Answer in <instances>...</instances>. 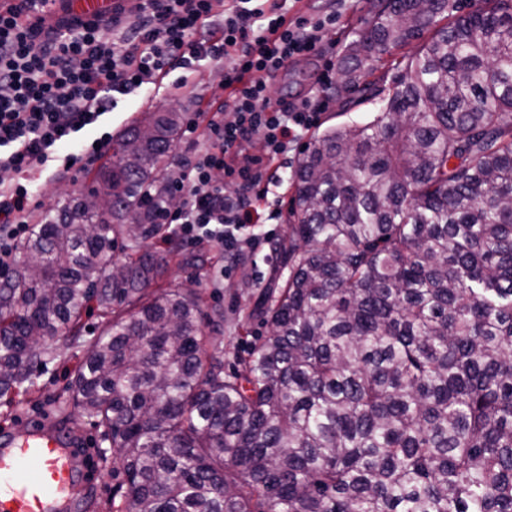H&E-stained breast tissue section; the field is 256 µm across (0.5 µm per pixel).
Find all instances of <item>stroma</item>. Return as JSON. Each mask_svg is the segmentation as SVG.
Listing matches in <instances>:
<instances>
[{
    "label": "stroma",
    "mask_w": 512,
    "mask_h": 512,
    "mask_svg": "<svg viewBox=\"0 0 512 512\" xmlns=\"http://www.w3.org/2000/svg\"><path fill=\"white\" fill-rule=\"evenodd\" d=\"M370 0H346L336 18V29L328 33L325 51L308 58H300L289 64L286 75L271 83L273 98L289 100L318 97L326 106L320 115L319 128H327L340 122L339 106L332 95L330 85L319 82L318 77L325 63H339L346 44L351 41L366 16ZM187 89L172 93V79H164L160 89L136 91L116 98V104L107 116V128L113 135H120L135 120L148 112L176 110L185 119H195L198 100H223L225 91L209 64H202L198 72L188 78ZM311 136L310 131H299L286 154L275 159L270 168L276 171L283 185L271 189L268 196L259 200L263 224H253L243 232L244 237H257L256 249L245 252L244 259L230 262L220 245L213 241L192 243L179 239L182 261H170L165 279L178 285L189 279L198 280L203 289L207 316L203 321L206 330L224 344V366L232 368L238 355L243 354L266 328L259 320L244 321L251 298L269 287L272 277L287 279V269L278 268L275 247L287 226L288 210L293 197V175L303 146ZM97 172L96 166L85 169L72 168L61 175L47 172L34 174L32 185L35 198L40 201L41 212H49L65 199L84 195ZM220 309L224 321L213 324L211 309ZM84 330L79 339H59L48 343L30 377L26 393L12 402H0V434L16 430L19 417L40 411L48 424L69 434L90 433L95 438L92 448L102 469L93 489L82 491L78 497L76 512H112V488L118 482L113 476L112 443L94 419L82 414L73 405L69 382L79 368L87 348L103 332L104 322L97 313L84 316Z\"/></svg>",
    "instance_id": "obj_1"
}]
</instances>
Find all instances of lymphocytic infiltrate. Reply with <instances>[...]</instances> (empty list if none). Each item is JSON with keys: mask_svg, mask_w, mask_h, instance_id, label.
<instances>
[{"mask_svg": "<svg viewBox=\"0 0 512 512\" xmlns=\"http://www.w3.org/2000/svg\"><path fill=\"white\" fill-rule=\"evenodd\" d=\"M288 0H117L96 24L63 19L32 25L40 0L0 11V272L16 260L38 204L31 176L61 164H92L112 141L102 130L113 94L157 84L202 59L221 68L224 102H206L207 146L189 143L166 193L176 207L150 206L149 219L195 242L207 238L236 254L253 223L256 190L275 182L269 160L287 152L295 129L314 126L321 104L272 103L270 83L288 62L316 50L335 12L289 17ZM100 129L91 143L80 132ZM260 138L265 157L244 154ZM68 154H60L61 146Z\"/></svg>", "mask_w": 512, "mask_h": 512, "instance_id": "1", "label": "lymphocytic infiltrate"}]
</instances>
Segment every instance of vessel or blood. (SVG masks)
Returning <instances> with one entry per match:
<instances>
[{
    "label": "vessel or blood",
    "mask_w": 512,
    "mask_h": 512,
    "mask_svg": "<svg viewBox=\"0 0 512 512\" xmlns=\"http://www.w3.org/2000/svg\"><path fill=\"white\" fill-rule=\"evenodd\" d=\"M115 0H72L73 16L91 23L111 15ZM95 466L69 435L25 419L19 435L0 437V512H73L77 485L91 486Z\"/></svg>",
    "instance_id": "1"
}]
</instances>
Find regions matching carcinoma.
<instances>
[{"label":"carcinoma","mask_w":512,"mask_h":512,"mask_svg":"<svg viewBox=\"0 0 512 512\" xmlns=\"http://www.w3.org/2000/svg\"><path fill=\"white\" fill-rule=\"evenodd\" d=\"M460 9L382 0L346 46L335 96L379 111L303 148L288 278L230 371L144 213L183 113L135 121L94 206L17 246L41 266L0 278V399L96 309L72 388L112 437L115 512H512V0ZM386 55L400 78L367 80Z\"/></svg>","instance_id":"carcinoma-1"}]
</instances>
